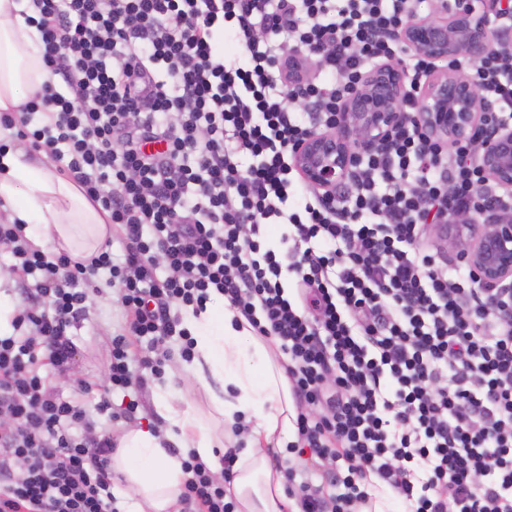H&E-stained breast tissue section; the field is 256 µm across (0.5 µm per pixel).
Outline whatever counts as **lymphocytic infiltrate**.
<instances>
[{
	"label": "lymphocytic infiltrate",
	"instance_id": "obj_1",
	"mask_svg": "<svg viewBox=\"0 0 512 512\" xmlns=\"http://www.w3.org/2000/svg\"><path fill=\"white\" fill-rule=\"evenodd\" d=\"M38 19L45 94L28 118L0 113L34 149L50 152L85 196L111 215L123 259L102 248L88 263L30 246L20 224H0L23 284L0 336V512H118L110 435L88 424L41 374L66 372L71 330L108 271L129 314L113 336L109 381L131 384V338L194 340L180 310L212 292L275 342L298 414L288 452L312 466L343 462L336 492L301 483L298 512H351L377 479L410 512H512V298L491 302L471 270L422 248L429 220L476 209L483 177L471 146L428 140L413 105L430 70L414 60L404 123L367 158L352 205L307 192L290 209V149L312 128L308 106L336 120L367 67L400 51L379 39L409 0H30ZM231 29L240 61L216 46ZM317 59L300 90L288 51ZM499 119H512V60L472 64ZM52 108V121L29 117ZM280 226L268 245V225ZM166 276H158V268ZM234 452L216 481L196 454L182 459L189 512H235Z\"/></svg>",
	"mask_w": 512,
	"mask_h": 512
}]
</instances>
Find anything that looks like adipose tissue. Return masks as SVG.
<instances>
[{
    "label": "adipose tissue",
    "mask_w": 512,
    "mask_h": 512,
    "mask_svg": "<svg viewBox=\"0 0 512 512\" xmlns=\"http://www.w3.org/2000/svg\"><path fill=\"white\" fill-rule=\"evenodd\" d=\"M26 8V0H0V112L17 116L29 100L43 95L46 82L40 33L27 22ZM0 216L24 225L36 246L67 252L76 261L97 254L112 237L109 212L60 175L45 154L21 149L0 154ZM183 324L195 340L188 369L210 375L220 386L215 411L225 421L239 416L251 424L231 484L236 512H285V477L270 453L295 431L297 409L285 368L222 294L212 293L200 313L186 311ZM166 413L170 431L130 428L111 455V468L122 476L135 512H168L182 491L186 475L168 443L195 451L209 465L221 445L194 411L170 407Z\"/></svg>",
    "instance_id": "obj_1"
}]
</instances>
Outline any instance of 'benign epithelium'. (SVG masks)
I'll return each mask as SVG.
<instances>
[{"instance_id":"7a95c632","label":"benign epithelium","mask_w":512,"mask_h":512,"mask_svg":"<svg viewBox=\"0 0 512 512\" xmlns=\"http://www.w3.org/2000/svg\"><path fill=\"white\" fill-rule=\"evenodd\" d=\"M512 8L508 0H484L478 15L469 0L441 5L428 17L412 8L396 39L416 58L435 64L416 104V119L426 136L441 143L478 142L475 162L485 187L512 188V126L491 122L493 107L478 83L461 71L460 61L478 62L498 49L512 53ZM406 68L380 62L360 76L336 123L314 131L295 145L292 166L325 200L354 180L365 157L385 150L403 117ZM475 220L465 215L433 224V234L451 255L471 267L481 285L512 291V212L478 202Z\"/></svg>"}]
</instances>
